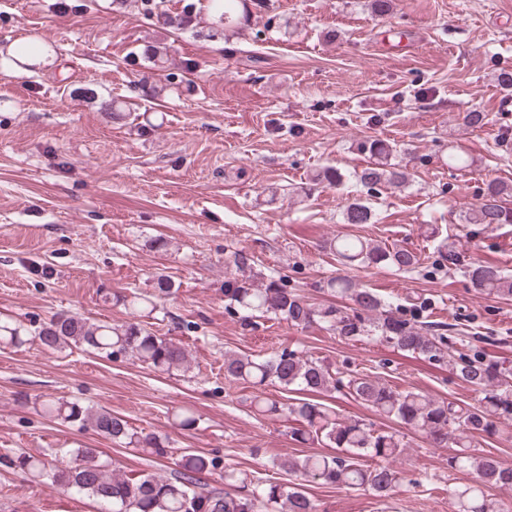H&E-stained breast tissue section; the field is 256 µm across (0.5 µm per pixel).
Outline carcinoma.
<instances>
[{
  "label": "carcinoma",
  "instance_id": "1",
  "mask_svg": "<svg viewBox=\"0 0 512 512\" xmlns=\"http://www.w3.org/2000/svg\"><path fill=\"white\" fill-rule=\"evenodd\" d=\"M217 23L226 32L235 33L248 13L247 0H216L213 5ZM156 22L165 28L186 30L196 18L195 4H186L179 13H154ZM153 69H164L170 63L167 48L145 46L140 53ZM360 150L372 162L352 179L367 191L377 186L398 189L410 177L407 167L391 162L393 147L375 138L360 144ZM347 175L331 165L313 171L312 182L337 187ZM512 184L491 181L482 189L476 203L463 215L466 224L490 228L495 224H512ZM377 214L372 203L361 197L347 202L343 210L345 224H373ZM436 258L433 270H442V261H457L458 247L449 235L433 227L428 235ZM324 248L336 254L337 260L349 267L392 268L412 271L421 264V255L403 246H381L352 235H338L324 242ZM233 264L241 276L224 281L225 309L242 315L285 320L306 328L319 325L345 341L385 342L393 348L416 354L428 360H439L447 346V337L427 328L424 318L432 302L424 297L410 302L384 299L370 288H359L346 275L331 276L318 284V289L331 300L314 303L286 279L265 280L255 270V261L245 251L233 254ZM473 287L487 295L512 297V275L492 264L473 263L466 267ZM347 299L338 305L334 298ZM113 300L133 316L148 317L156 309L154 296L139 293L113 294ZM51 351L65 347L92 350L107 357L128 355L155 372L172 375L187 369L188 352L180 342L158 336L139 321L122 324L91 323L74 314L58 313L30 334L22 323L11 316L0 317V349H17L32 339ZM458 357L452 369L465 383L480 393L477 406H464L455 401L433 398L422 392L400 391L372 379L368 375H351L343 380L331 365L307 356L288 346L270 356L224 355V373L242 384L262 387L277 384L298 387L308 393L348 389L356 401L372 408L378 415L394 420L406 429L425 435L436 446H450L455 453L448 457V467L471 469L478 481L454 490V512H504L502 505L489 498L487 491L512 489V467L491 455L477 453V438L495 436L501 426L512 420V367L490 355L466 337L456 338ZM250 404L263 415L282 411L279 402L262 392L250 397ZM42 410L51 419L67 424L89 425L110 441L138 449L158 458L167 455L161 437L144 433L124 416L104 408L84 406L78 401L46 399ZM288 416L296 422L293 439L301 444L318 442L332 449L330 453H313L282 463L273 460L301 478L299 483L257 481L248 489L249 477L233 468H224V487L204 490L202 476L219 466V460L204 454L182 455L178 469L165 476L154 472L118 473L111 463L99 458L95 448H74L66 465L56 460L15 452L5 456L7 463L24 475L85 494L100 504L99 512H317V506L302 490L312 482L337 488H368L381 496L392 493L401 482L399 471L386 464L407 447L404 436L376 429L362 420L343 419L327 405L301 399L287 407ZM377 459L375 465L365 459Z\"/></svg>",
  "mask_w": 512,
  "mask_h": 512
}]
</instances>
